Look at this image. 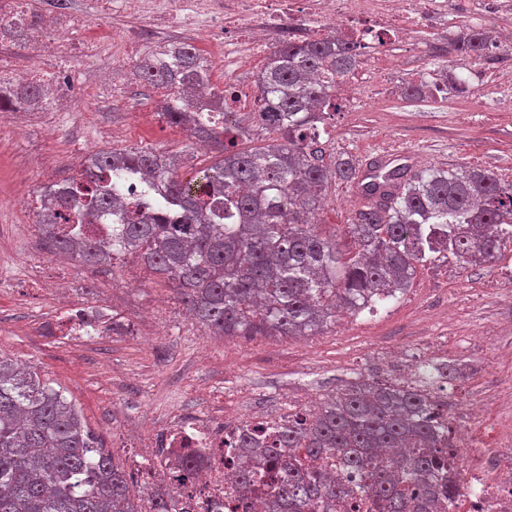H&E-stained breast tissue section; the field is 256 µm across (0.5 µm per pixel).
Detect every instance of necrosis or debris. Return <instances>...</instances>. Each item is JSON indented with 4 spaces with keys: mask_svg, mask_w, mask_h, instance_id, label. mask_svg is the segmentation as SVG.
<instances>
[{
    "mask_svg": "<svg viewBox=\"0 0 512 512\" xmlns=\"http://www.w3.org/2000/svg\"><path fill=\"white\" fill-rule=\"evenodd\" d=\"M112 12L148 15L169 28L202 31L201 50L208 53L219 48L215 64L223 68L225 84L232 88L239 110L257 103L255 88L239 81L251 61L273 55L288 42L317 38L326 26L356 31L368 47L381 37L437 30L451 35L459 28L448 17L447 0H112ZM99 33L97 23L72 15L45 23L34 38L47 48L65 44L71 54L78 55L95 43ZM65 215L64 228L70 235L111 240V213L88 218L79 199ZM486 437L512 446V410L495 419L480 418L477 428L455 437V469L460 479L450 512H512V464L507 477H488L481 453ZM182 448L196 449L205 459L192 486H179L175 470L162 466L154 471L153 487L173 490L176 512H230L233 475L224 465L223 422L170 424L157 438L154 454L169 459Z\"/></svg>",
    "mask_w": 512,
    "mask_h": 512,
    "instance_id": "4bbe7bcc",
    "label": "necrosis or debris"
}]
</instances>
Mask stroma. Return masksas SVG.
<instances>
[{
    "instance_id": "stroma-1",
    "label": "stroma",
    "mask_w": 512,
    "mask_h": 512,
    "mask_svg": "<svg viewBox=\"0 0 512 512\" xmlns=\"http://www.w3.org/2000/svg\"><path fill=\"white\" fill-rule=\"evenodd\" d=\"M441 39L379 46L368 59L396 68L395 86L364 90L344 102L328 150L369 163L392 150L417 169L470 167L512 178V52L482 60L486 78L466 96L456 92L409 99L403 84L448 66L464 78L474 62L441 55ZM120 55L103 39L85 59H71L76 77L67 108L0 112V352L34 366L80 410L114 464L144 480L141 439L181 419L240 421L280 414L287 402L328 395L359 377L401 378L390 351L428 347V361L460 368L448 387V412L458 431L472 419L467 404L512 392V250L494 262L460 268L439 258L418 269L411 287L377 311L338 319L302 337L209 336L190 320L171 283L125 256L118 268L61 264L42 237L34 190L71 176L74 148L84 151L148 146L180 154V176L211 164L187 133L157 122V90L136 78L131 56L119 87L102 83ZM51 278L70 282L72 297L107 303L122 330L102 337L69 335Z\"/></svg>"
}]
</instances>
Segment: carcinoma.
<instances>
[{
	"mask_svg": "<svg viewBox=\"0 0 512 512\" xmlns=\"http://www.w3.org/2000/svg\"><path fill=\"white\" fill-rule=\"evenodd\" d=\"M489 33L470 28L451 46L478 61ZM361 43L322 36L289 43L268 58L255 81L254 112L232 109V92L202 98L210 67L186 43L152 51L138 77L164 92L166 122L216 147L220 159L187 181L178 159L149 147L97 151L76 175L36 190V223L55 252L85 266H115L136 256L172 283L200 326L221 336H313L336 322L397 298L417 269L452 255L463 268L490 264L512 242V181L475 168H434L381 161L360 174L345 153L325 157L338 82L360 64ZM221 112L214 121L202 108ZM48 109L39 83L0 79V112ZM259 145L244 148L248 142ZM139 177L142 199L125 208L115 195ZM356 187L361 205L340 230H320L333 184ZM85 199L87 215L121 211L112 241L78 239L57 229L61 210ZM448 363L431 366L416 385L358 380L328 395L317 411L278 422L246 421L226 430L224 459L259 455L292 459L269 473L271 512H328L359 491L389 512H421L410 492L452 484L453 431L437 418L436 384L454 379ZM386 448L407 454L390 468L372 462ZM337 454L360 478L344 484L319 471ZM202 457L179 455L182 481L192 482ZM233 508L259 496L253 466L237 470ZM150 512H174L168 490L149 495ZM0 512H141L129 475L97 446L82 414L32 367L0 353Z\"/></svg>",
	"mask_w": 512,
	"mask_h": 512,
	"instance_id": "carcinoma-1",
	"label": "carcinoma"
}]
</instances>
